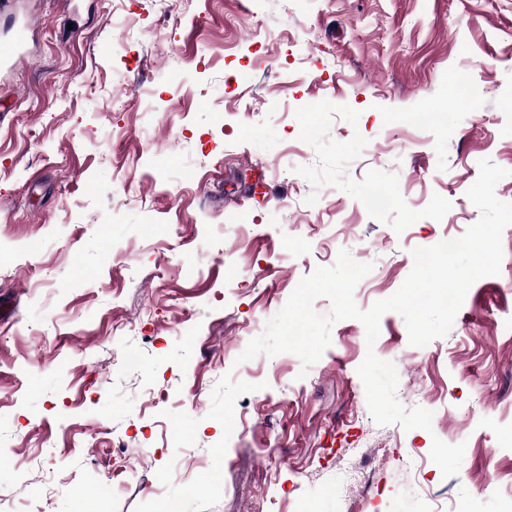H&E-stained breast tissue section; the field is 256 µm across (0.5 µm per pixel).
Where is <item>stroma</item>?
<instances>
[{"label": "stroma", "mask_w": 512, "mask_h": 512, "mask_svg": "<svg viewBox=\"0 0 512 512\" xmlns=\"http://www.w3.org/2000/svg\"><path fill=\"white\" fill-rule=\"evenodd\" d=\"M19 27L0 70L13 512H512V226L446 337L412 346L389 312L371 347L336 322L308 368L238 360L340 250L373 266L360 309L394 294L412 249L479 219L480 160L509 170L512 203V0H12L0 39ZM435 105L439 122L406 123ZM370 350L403 406L433 401L431 430L375 424ZM231 417L246 434L228 442ZM437 438L464 444L456 476ZM350 448L379 496L339 482ZM26 45V31L19 29L15 35L6 40L0 41V68L8 66L12 60L22 53Z\"/></svg>", "instance_id": "35a3bbf8"}]
</instances>
